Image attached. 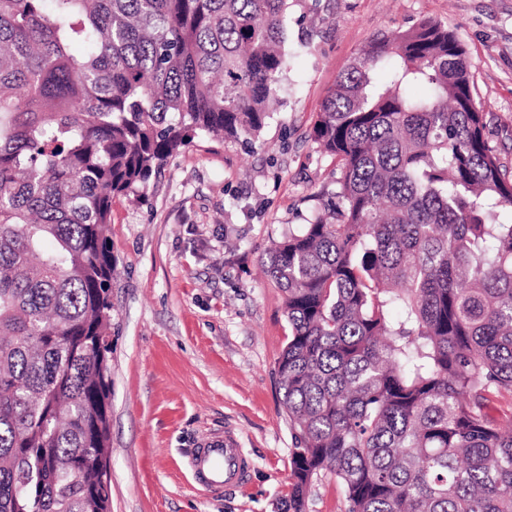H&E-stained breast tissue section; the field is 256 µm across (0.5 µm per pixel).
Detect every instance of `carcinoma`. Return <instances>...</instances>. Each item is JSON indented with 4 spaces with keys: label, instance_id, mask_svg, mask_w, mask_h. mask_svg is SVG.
Listing matches in <instances>:
<instances>
[{
    "label": "carcinoma",
    "instance_id": "1",
    "mask_svg": "<svg viewBox=\"0 0 512 512\" xmlns=\"http://www.w3.org/2000/svg\"><path fill=\"white\" fill-rule=\"evenodd\" d=\"M320 0H0V512H100L112 199L198 134L273 117L293 25ZM413 87L425 89L414 97ZM458 33L374 36L310 137L326 212L263 262L284 293L288 512H512V171ZM307 501L306 512H344L341 488L326 477L314 478Z\"/></svg>",
    "mask_w": 512,
    "mask_h": 512
}]
</instances>
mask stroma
<instances>
[{
    "mask_svg": "<svg viewBox=\"0 0 512 512\" xmlns=\"http://www.w3.org/2000/svg\"><path fill=\"white\" fill-rule=\"evenodd\" d=\"M323 2L317 26L292 30L285 104L259 140L196 137L141 200L112 203L111 512H287L292 432L277 361L289 329L260 267L336 190V162L310 128L374 34L423 19L454 28L487 103L486 136L512 168V0ZM227 431L250 478L208 493L187 455Z\"/></svg>",
    "mask_w": 512,
    "mask_h": 512,
    "instance_id": "35a3bbf8",
    "label": "stroma"
}]
</instances>
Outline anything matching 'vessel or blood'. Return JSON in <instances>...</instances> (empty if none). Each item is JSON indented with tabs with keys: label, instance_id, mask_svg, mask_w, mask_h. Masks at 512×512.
<instances>
[{
	"label": "vessel or blood",
	"instance_id": "b4317fda",
	"mask_svg": "<svg viewBox=\"0 0 512 512\" xmlns=\"http://www.w3.org/2000/svg\"><path fill=\"white\" fill-rule=\"evenodd\" d=\"M196 481L209 489L219 490L244 483L249 463L237 442L228 437L205 441L191 458Z\"/></svg>",
	"mask_w": 512,
	"mask_h": 512
}]
</instances>
